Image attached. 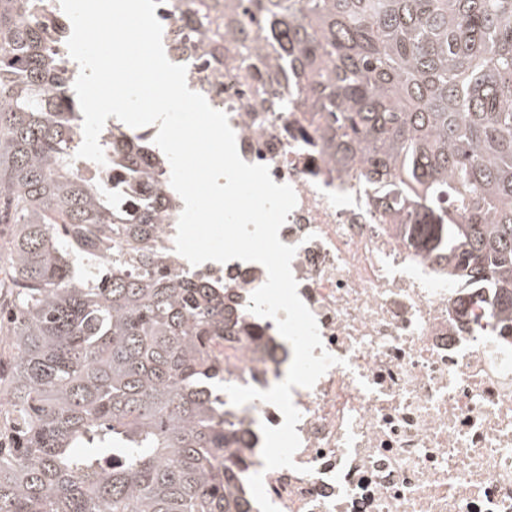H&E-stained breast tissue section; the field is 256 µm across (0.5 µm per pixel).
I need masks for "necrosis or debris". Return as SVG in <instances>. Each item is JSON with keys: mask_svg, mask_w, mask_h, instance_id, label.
I'll return each mask as SVG.
<instances>
[{"mask_svg": "<svg viewBox=\"0 0 512 512\" xmlns=\"http://www.w3.org/2000/svg\"><path fill=\"white\" fill-rule=\"evenodd\" d=\"M167 58L189 89L227 114L241 158L264 164L297 204L279 231L295 246L297 293L324 349L338 358L296 387L295 468L264 472L279 512H512V341L491 335L482 306L449 308L455 282L379 205L360 160L331 161L317 122L285 74L258 84L261 57L224 38V0H162ZM201 271L247 309L267 279L256 262ZM253 336H217L229 383L266 390L292 360L275 321L249 313ZM247 446L281 411L255 400L239 414Z\"/></svg>", "mask_w": 512, "mask_h": 512, "instance_id": "necrosis-or-debris-1", "label": "necrosis or debris"}]
</instances>
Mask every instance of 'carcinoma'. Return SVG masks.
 <instances>
[{"label": "carcinoma", "instance_id": "cac0c4a2", "mask_svg": "<svg viewBox=\"0 0 512 512\" xmlns=\"http://www.w3.org/2000/svg\"><path fill=\"white\" fill-rule=\"evenodd\" d=\"M224 39L291 75L332 159L512 336V0H224ZM38 0H0V512H252L214 336L243 316L157 248L178 223L149 131L76 153V76Z\"/></svg>", "mask_w": 512, "mask_h": 512}]
</instances>
